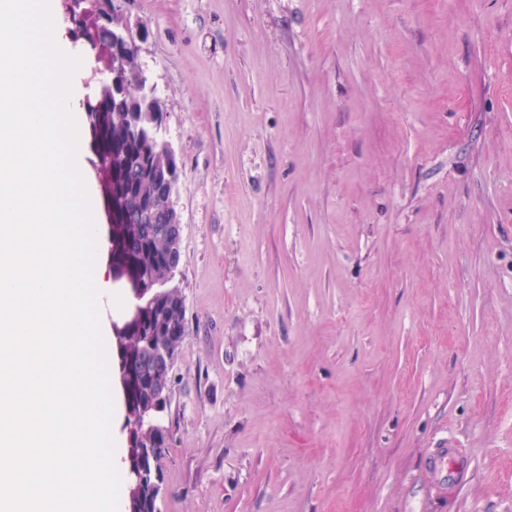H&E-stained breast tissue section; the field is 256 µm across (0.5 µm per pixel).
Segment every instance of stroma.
<instances>
[{
  "label": "stroma",
  "mask_w": 512,
  "mask_h": 512,
  "mask_svg": "<svg viewBox=\"0 0 512 512\" xmlns=\"http://www.w3.org/2000/svg\"><path fill=\"white\" fill-rule=\"evenodd\" d=\"M120 6L179 173L159 512H512V0ZM460 448H434L427 459L428 473L439 491L448 490V483H457L465 475V465L459 461Z\"/></svg>",
  "instance_id": "1"
}]
</instances>
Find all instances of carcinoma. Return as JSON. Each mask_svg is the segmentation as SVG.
Instances as JSON below:
<instances>
[{
	"instance_id": "carcinoma-1",
	"label": "carcinoma",
	"mask_w": 512,
	"mask_h": 512,
	"mask_svg": "<svg viewBox=\"0 0 512 512\" xmlns=\"http://www.w3.org/2000/svg\"><path fill=\"white\" fill-rule=\"evenodd\" d=\"M112 24L99 25L94 44L107 48L113 43ZM143 73L121 74L115 88L102 101L84 102L88 130L93 138L98 174L107 213H112V156L124 163L123 206L118 223L110 224V244L116 262L130 278L151 286L157 279L174 280L181 247L154 217H165L168 200L156 188L158 161L166 151L156 134L162 113L153 110L146 95ZM186 336L185 298L179 287L160 294L134 326L117 330V349L123 361L138 362L145 356L154 366L124 380L126 422L131 428L127 447V484L131 512H158L163 484L162 460L171 447L172 428L165 412L157 411V389L171 386V375Z\"/></svg>"
}]
</instances>
